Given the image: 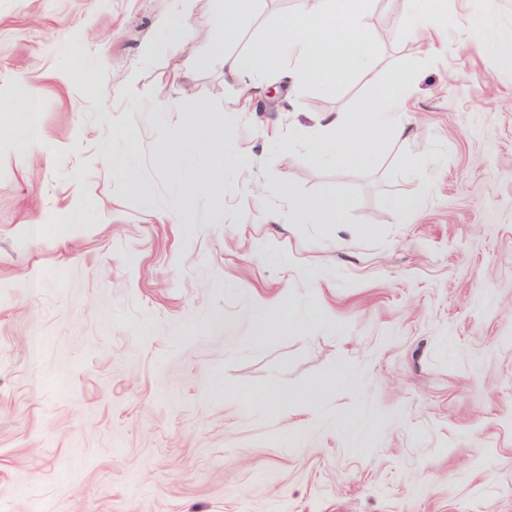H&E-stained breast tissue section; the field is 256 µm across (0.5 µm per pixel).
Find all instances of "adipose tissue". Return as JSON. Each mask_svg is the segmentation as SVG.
Returning a JSON list of instances; mask_svg holds the SVG:
<instances>
[{"label": "adipose tissue", "mask_w": 512, "mask_h": 512, "mask_svg": "<svg viewBox=\"0 0 512 512\" xmlns=\"http://www.w3.org/2000/svg\"><path fill=\"white\" fill-rule=\"evenodd\" d=\"M213 2L209 25L213 47L223 54L224 71L237 79L244 98L259 89L283 57L298 61V68L288 78L291 84L300 85L317 79L335 80L363 68L373 52L364 22L369 0H299L290 18L268 23L264 38L243 53L225 52L224 46L237 38V19L253 14L258 0ZM406 82L405 74H394L392 90L384 92L373 107L320 117L317 131L308 141L312 156L339 166L363 165L373 159L385 134L399 137L407 130L403 98L397 92ZM289 207L301 222L332 225L341 223L349 200L339 193L293 200Z\"/></svg>", "instance_id": "adipose-tissue-1"}]
</instances>
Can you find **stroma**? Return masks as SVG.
Masks as SVG:
<instances>
[{
	"label": "stroma",
	"instance_id": "1",
	"mask_svg": "<svg viewBox=\"0 0 512 512\" xmlns=\"http://www.w3.org/2000/svg\"><path fill=\"white\" fill-rule=\"evenodd\" d=\"M406 8L371 0L367 71L241 112L212 0H0V512H512V0L424 38ZM398 71L408 135L299 144ZM199 103L245 159L220 213L161 150ZM338 191L343 223H294Z\"/></svg>",
	"mask_w": 512,
	"mask_h": 512
}]
</instances>
